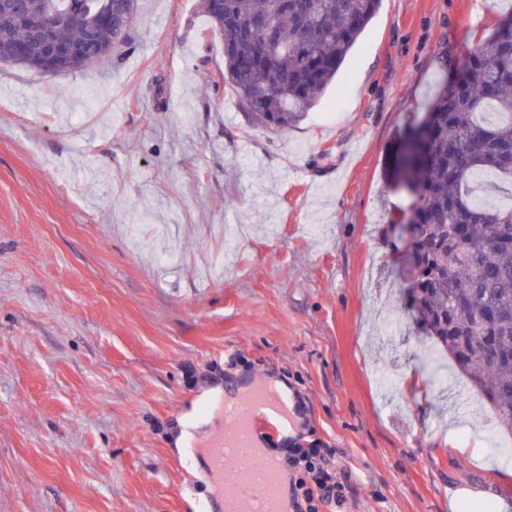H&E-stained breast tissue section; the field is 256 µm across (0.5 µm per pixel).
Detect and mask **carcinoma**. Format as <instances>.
I'll use <instances>...</instances> for the list:
<instances>
[{
	"instance_id": "1",
	"label": "carcinoma",
	"mask_w": 512,
	"mask_h": 512,
	"mask_svg": "<svg viewBox=\"0 0 512 512\" xmlns=\"http://www.w3.org/2000/svg\"><path fill=\"white\" fill-rule=\"evenodd\" d=\"M381 0H201L223 44L220 79L259 126L286 131L336 77ZM112 25L98 22L102 7ZM75 74L124 47L135 0H0V62L30 70L49 8ZM413 226L417 319L512 433V204L474 203L481 177L512 184V12L471 46L395 157Z\"/></svg>"
}]
</instances>
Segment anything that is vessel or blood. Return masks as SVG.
I'll use <instances>...</instances> for the list:
<instances>
[{
    "label": "vessel or blood",
    "instance_id": "1",
    "mask_svg": "<svg viewBox=\"0 0 512 512\" xmlns=\"http://www.w3.org/2000/svg\"><path fill=\"white\" fill-rule=\"evenodd\" d=\"M224 432L212 440L207 468L220 491L219 512H283L281 493H269L262 480L276 462L260 449L261 430L287 425L286 402L262 386H253L241 407L226 410ZM256 454L244 459L240 449Z\"/></svg>",
    "mask_w": 512,
    "mask_h": 512
}]
</instances>
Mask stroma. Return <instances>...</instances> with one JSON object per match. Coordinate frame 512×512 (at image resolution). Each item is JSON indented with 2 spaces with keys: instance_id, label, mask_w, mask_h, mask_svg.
<instances>
[{
  "instance_id": "stroma-1",
  "label": "stroma",
  "mask_w": 512,
  "mask_h": 512,
  "mask_svg": "<svg viewBox=\"0 0 512 512\" xmlns=\"http://www.w3.org/2000/svg\"><path fill=\"white\" fill-rule=\"evenodd\" d=\"M512 0H382L318 103L254 125L200 0L125 53L0 63V512H210L242 383H283L347 512H512V434L417 324L392 154Z\"/></svg>"
}]
</instances>
